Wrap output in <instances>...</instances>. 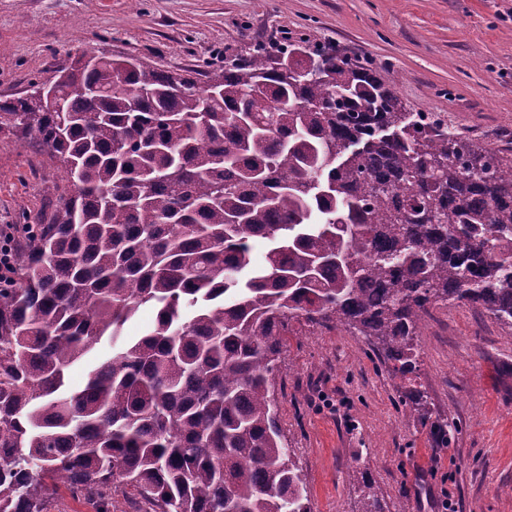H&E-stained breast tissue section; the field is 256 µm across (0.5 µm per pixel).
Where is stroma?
Here are the masks:
<instances>
[{"label": "stroma", "mask_w": 512, "mask_h": 512, "mask_svg": "<svg viewBox=\"0 0 512 512\" xmlns=\"http://www.w3.org/2000/svg\"><path fill=\"white\" fill-rule=\"evenodd\" d=\"M335 44L371 61L406 111L512 156V0H0V97L81 53L209 72L259 42ZM35 147L0 139V225L48 205ZM290 327L274 393L310 512H361L355 469L385 512H512V329L481 306L422 321L409 414L362 337Z\"/></svg>", "instance_id": "obj_1"}]
</instances>
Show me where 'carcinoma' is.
Returning <instances> with one entry per match:
<instances>
[{
  "label": "carcinoma",
  "mask_w": 512,
  "mask_h": 512,
  "mask_svg": "<svg viewBox=\"0 0 512 512\" xmlns=\"http://www.w3.org/2000/svg\"><path fill=\"white\" fill-rule=\"evenodd\" d=\"M298 52L259 42L203 84L82 56L64 111L0 99V136L57 172L0 288V512L61 487L112 512L121 484L149 512H310L273 391L291 321L363 337L417 410L430 308L512 328V158L404 111L367 62L318 47L303 75ZM146 305L153 329L65 392ZM112 358V340L103 337L98 343L93 345L91 351L82 359L75 362L68 373V386L78 388L85 384L88 373L100 362Z\"/></svg>",
  "instance_id": "obj_1"
}]
</instances>
